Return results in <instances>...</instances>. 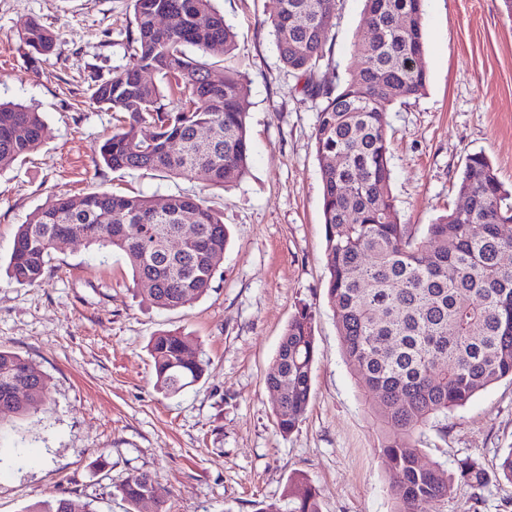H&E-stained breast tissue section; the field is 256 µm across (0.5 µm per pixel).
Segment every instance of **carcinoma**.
I'll return each mask as SVG.
<instances>
[{
    "mask_svg": "<svg viewBox=\"0 0 512 512\" xmlns=\"http://www.w3.org/2000/svg\"><path fill=\"white\" fill-rule=\"evenodd\" d=\"M167 22H156L159 14ZM336 15V0H280L270 19L285 67L321 99L314 148L320 165L328 275L344 360L367 393L368 411L382 429L379 453L388 465L393 512H425L462 482L475 491L490 481L476 461L448 472L422 465L419 448L432 425L447 428L448 413L489 386L512 378V193L482 153L468 156L455 184L466 206L454 207L420 231L401 223L391 193L392 105L427 89L425 0H364L367 32L352 45V78L331 85L314 80ZM19 38L32 69L55 43L46 26L28 21ZM236 33L213 0H134V29L126 49L132 65L92 87L91 99L129 115L100 147L114 170L137 169L192 179L203 172L224 188L247 173L250 84L232 62ZM221 56L222 63L211 61ZM155 79L146 82L142 73ZM152 128L149 138L139 127ZM205 128L209 141L195 131ZM45 124L20 103H0V168L38 148ZM171 140L182 144L172 155ZM103 248L124 253L133 279L153 277L147 300L162 309L193 303L210 288L224 260L228 232L222 218L193 197L162 199L120 193L62 196L20 225L8 272L18 284L41 281L73 229ZM192 245L161 255L168 238ZM155 385L167 396L197 381L206 362L196 342L179 333L151 337ZM317 356L314 313L301 305L282 335L267 387L279 433L294 431L311 400ZM46 380L20 355L0 347V412L25 415L44 400ZM122 497L138 506L147 496L163 503L158 480L130 475ZM26 512H93L69 498L37 501ZM259 512H320L318 490L297 476L283 502Z\"/></svg>",
    "mask_w": 512,
    "mask_h": 512,
    "instance_id": "carcinoma-1",
    "label": "carcinoma"
}]
</instances>
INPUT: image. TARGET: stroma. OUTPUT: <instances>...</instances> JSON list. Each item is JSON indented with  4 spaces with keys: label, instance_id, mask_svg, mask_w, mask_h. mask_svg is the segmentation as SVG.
Instances as JSON below:
<instances>
[{
    "label": "stroma",
    "instance_id": "obj_1",
    "mask_svg": "<svg viewBox=\"0 0 512 512\" xmlns=\"http://www.w3.org/2000/svg\"><path fill=\"white\" fill-rule=\"evenodd\" d=\"M216 4L235 29V62L250 82L249 169L227 190L201 175L115 171L99 161L116 119L91 100V88L130 62L134 0H0V101L35 107L47 126L37 150L0 170V264L19 225L65 195H188L230 232L207 293L174 310L143 300L120 252L81 240L54 253L41 283L0 275V346L48 382L39 410L0 414V512H26L52 497L126 512L118 487L142 472L156 476L164 504L140 512H259L299 474L318 489L321 512L392 510L380 432L324 296L320 102L280 61L267 25L277 0ZM362 9V0H339L315 80L349 79ZM28 20L56 36L35 72L18 38ZM425 31L427 91L388 114L394 203L402 223L421 228L454 203L470 154L484 153L512 187V12L504 0H426ZM302 304L315 312L318 356L307 413L284 436L265 379ZM161 331L193 337L208 360L203 378L174 396L157 390L147 350ZM447 424L426 431L424 461L452 472L468 457L495 472L512 448V381L479 393ZM428 510L512 512V485L492 482L477 497L461 484Z\"/></svg>",
    "mask_w": 512,
    "mask_h": 512
}]
</instances>
